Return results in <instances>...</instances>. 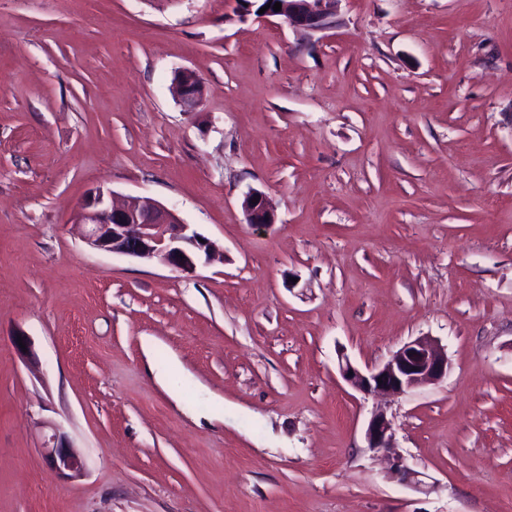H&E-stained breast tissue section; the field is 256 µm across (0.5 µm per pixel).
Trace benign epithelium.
Returning <instances> with one entry per match:
<instances>
[{"instance_id": "benign-epithelium-1", "label": "benign epithelium", "mask_w": 512, "mask_h": 512, "mask_svg": "<svg viewBox=\"0 0 512 512\" xmlns=\"http://www.w3.org/2000/svg\"><path fill=\"white\" fill-rule=\"evenodd\" d=\"M281 3V10L272 8ZM268 5L265 17H282L293 28L321 30L328 26L329 4L333 0H262ZM174 92L188 111L198 108L203 100L204 86L197 74L188 68L177 71ZM247 223L265 226L275 223L273 210L266 196L250 191L243 201ZM75 220L85 226L84 242L92 249L121 254L141 260H156L185 274L195 272L200 263H209L214 255L213 243L183 223L171 210L152 199L129 196L121 204L112 202V192L97 188L90 192L78 208ZM344 380L365 394L396 396L411 389L435 384L448 375L445 349L417 338L396 351L383 365L362 370L346 359L339 365ZM368 447L391 455L392 467L400 479L417 484V472L405 465L393 446V426L387 415L374 413L366 429ZM51 468L57 476L82 468V460L56 433L43 444Z\"/></svg>"}]
</instances>
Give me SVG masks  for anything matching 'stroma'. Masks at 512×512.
Segmentation results:
<instances>
[{
  "label": "stroma",
  "instance_id": "1",
  "mask_svg": "<svg viewBox=\"0 0 512 512\" xmlns=\"http://www.w3.org/2000/svg\"><path fill=\"white\" fill-rule=\"evenodd\" d=\"M98 187L219 258L89 248ZM420 336L441 382L342 378ZM379 409L421 485L368 448ZM55 427L81 474L52 475ZM0 512H512V0H334L317 32L242 0H0ZM174 92L188 111L198 108L203 100L204 86L197 74L188 68L178 70L173 79ZM253 199H258V202L252 203ZM243 210L248 224L255 226L275 224L273 210L270 208L266 196L261 191L252 190L245 196Z\"/></svg>",
  "mask_w": 512,
  "mask_h": 512
}]
</instances>
